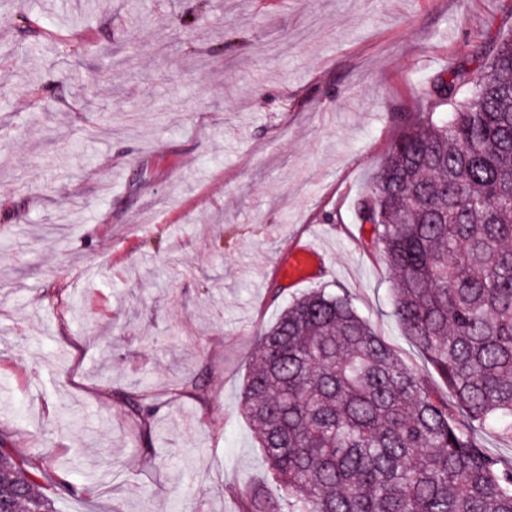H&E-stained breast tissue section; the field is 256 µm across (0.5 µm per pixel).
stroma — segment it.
<instances>
[{"mask_svg":"<svg viewBox=\"0 0 512 512\" xmlns=\"http://www.w3.org/2000/svg\"><path fill=\"white\" fill-rule=\"evenodd\" d=\"M197 5L0 0V444L45 461L56 512L282 502L240 393L310 289L426 368L353 202L430 82L512 36V0ZM309 238L321 265L280 280Z\"/></svg>","mask_w":512,"mask_h":512,"instance_id":"1","label":"stroma"}]
</instances>
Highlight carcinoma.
Returning a JSON list of instances; mask_svg holds the SVG:
<instances>
[{
    "instance_id": "obj_1",
    "label": "carcinoma",
    "mask_w": 512,
    "mask_h": 512,
    "mask_svg": "<svg viewBox=\"0 0 512 512\" xmlns=\"http://www.w3.org/2000/svg\"><path fill=\"white\" fill-rule=\"evenodd\" d=\"M485 53L487 67L432 81L444 110L408 121L354 203L429 371L403 364L346 293L295 298L259 332L240 404L288 509L251 489L241 512H512V466L477 439L486 425L512 437V39ZM128 403L155 412L141 394ZM45 471L0 448V512H53Z\"/></svg>"
}]
</instances>
